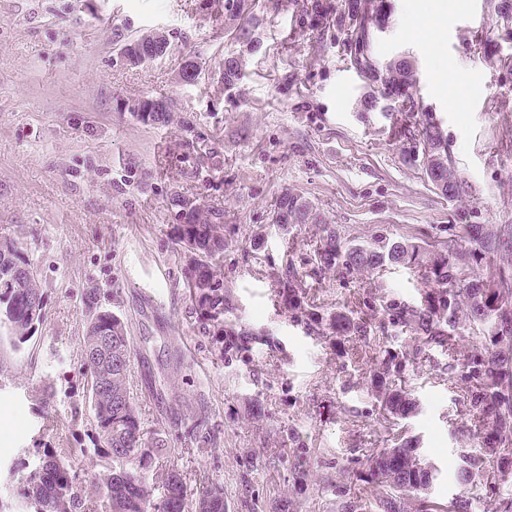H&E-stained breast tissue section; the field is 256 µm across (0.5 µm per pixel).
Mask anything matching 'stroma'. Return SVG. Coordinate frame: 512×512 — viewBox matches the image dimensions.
Instances as JSON below:
<instances>
[{
    "mask_svg": "<svg viewBox=\"0 0 512 512\" xmlns=\"http://www.w3.org/2000/svg\"><path fill=\"white\" fill-rule=\"evenodd\" d=\"M502 2L391 0L390 24L374 35L379 62L413 61L420 101L472 189L457 201L405 157L391 113L366 108L373 85L350 64L343 31L315 26L291 0L276 11L256 0V48L232 91L222 72L239 44L225 0H0V236L21 243L46 313L21 348L0 329V468L36 463L45 447L106 467L93 453L82 367V296L94 288L126 325L141 425L166 435L160 463L182 473L189 500L220 486L226 512H381V488L361 479L367 458L412 439L439 469L428 492L439 512L459 497L470 512H512V473L486 462L469 482L457 474L479 431L467 364L484 340L424 346L372 308L377 294L419 303L413 270L331 272L307 290L333 313L360 307L378 345L406 353L418 408L392 427L371 392L372 351L285 310L271 276L286 257L306 263L318 236L303 226L288 252L272 222L286 190L362 242L512 224V24ZM153 30L166 35V54L126 62L124 44ZM189 55L201 73L184 83ZM448 71L461 105L440 90ZM161 95L178 122L147 126L127 109ZM183 118L221 160L208 182H191L172 159ZM177 187L224 206V318L249 332L248 352L216 343L188 297L171 232ZM251 229L263 231L260 243Z\"/></svg>",
    "mask_w": 512,
    "mask_h": 512,
    "instance_id": "stroma-1",
    "label": "stroma"
}]
</instances>
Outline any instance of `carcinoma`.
<instances>
[{"label": "carcinoma", "instance_id": "1", "mask_svg": "<svg viewBox=\"0 0 512 512\" xmlns=\"http://www.w3.org/2000/svg\"><path fill=\"white\" fill-rule=\"evenodd\" d=\"M254 0H228L229 19L252 13ZM300 14L324 23L336 15V27L345 33V47L355 68L380 84V95L402 99L413 111L395 113V135L403 139L408 152L428 180L448 198L467 195L448 159V145L433 116L424 114L414 97L416 79L411 60L401 58L380 66L372 53L373 34L388 26L387 0H346L333 13L327 0H302ZM241 50L224 59V85L240 80L245 54L253 51L251 33L245 26L236 36ZM156 108L146 114L133 112L145 125H165L173 120L171 99L154 100ZM193 161L190 175L206 182L216 162L197 159V146L186 144L179 161ZM173 241L184 255L185 285L204 328L231 350L244 349L247 332L224 321L227 295L224 277L218 273L224 258V206L212 200L174 191ZM273 221L282 228L316 224L319 241L302 270L293 257L276 273L275 282L288 308L298 311L329 333L340 332L367 338L372 329L357 314L325 313L305 301L307 279L330 270L383 269L403 265L417 272L423 287L420 304L397 303L379 297L375 307L384 311L390 325L410 328L423 343L447 347L465 329L487 333L489 345L472 360L470 371L478 383L470 406L473 416L484 426L478 437L479 454L462 460L460 480L468 482L472 470L488 457H496L500 472L512 470V224H451L446 239L413 242L380 237L371 245L358 244L341 236L336 226L323 224L310 202L285 190L278 197ZM86 309L83 336V366L88 397L99 444L94 449L101 458L112 460V468L92 474L75 466L68 456L54 448H40L38 465L18 479L19 500L4 512H188L187 489L181 474L158 465V455L167 449V440L157 432H143L138 411L130 396L129 375L133 356L122 320L97 298L95 289L82 297ZM44 295L38 287L25 251L18 240L0 238V325L7 327L14 347L29 342L44 320ZM112 345V375L92 386L99 372L93 352L99 339ZM404 361L400 353L387 351L377 361L372 391L380 399L390 419H405L417 407L414 398L398 385ZM367 483L389 488L381 500L383 512H403L405 500L418 488L433 481L435 468L426 464L418 448L404 443L396 448H377L368 457ZM196 512H225L224 491L219 486L205 489L196 499Z\"/></svg>", "mask_w": 512, "mask_h": 512}]
</instances>
